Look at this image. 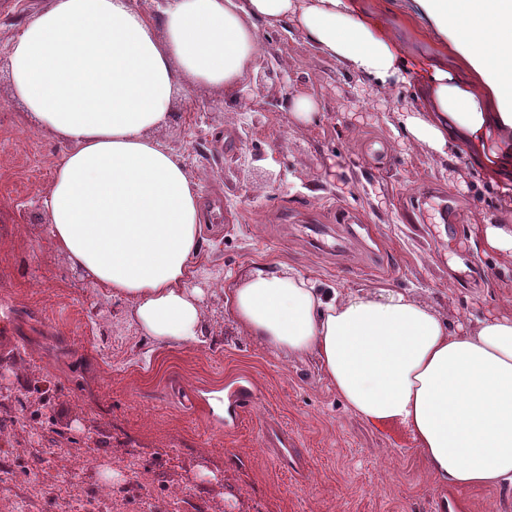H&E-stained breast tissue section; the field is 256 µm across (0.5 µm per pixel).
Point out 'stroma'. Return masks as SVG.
<instances>
[{"label": "stroma", "mask_w": 512, "mask_h": 512, "mask_svg": "<svg viewBox=\"0 0 512 512\" xmlns=\"http://www.w3.org/2000/svg\"><path fill=\"white\" fill-rule=\"evenodd\" d=\"M47 0H0V417L18 465L0 479V512H75L88 492L113 512L182 490L185 512H512V487L437 485L399 429L351 413L311 360L266 351L238 327L226 291L253 264L285 263L324 287H390L434 306L450 325L512 316V254L480 244L485 224H512V188L477 164L413 141L403 111L428 109L415 71L456 64L414 0H358L384 15L406 81L353 73L290 22L258 25L250 99L182 83L156 139L180 155L207 202L192 285L206 291V344L159 347L131 305L72 270L49 243L42 201L65 145L25 122L7 70L12 40ZM317 114L296 126L292 100ZM432 190L460 223L417 224L405 204ZM251 385L238 422L214 419L207 392ZM279 428L297 451L284 468L268 445ZM68 449L66 467L49 457ZM135 458L128 469L127 458ZM112 470L113 480L103 471Z\"/></svg>", "instance_id": "35a3bbf8"}]
</instances>
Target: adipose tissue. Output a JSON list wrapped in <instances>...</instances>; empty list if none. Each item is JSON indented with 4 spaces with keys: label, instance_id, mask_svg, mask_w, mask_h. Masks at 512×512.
<instances>
[{
    "label": "adipose tissue",
    "instance_id": "obj_1",
    "mask_svg": "<svg viewBox=\"0 0 512 512\" xmlns=\"http://www.w3.org/2000/svg\"><path fill=\"white\" fill-rule=\"evenodd\" d=\"M460 62L428 65L430 116L402 115L438 154L486 150L512 179V0H415ZM354 0H49L7 56L27 121L67 146L43 207L72 269L126 298L155 344L195 347L210 327L189 268L203 210L181 157L155 131L183 82L231 89L254 68V21L294 23L330 58L386 87L407 63L384 19ZM227 304L275 354L316 361L346 407L410 438L435 482L512 485V318L454 330L430 304L392 288L328 292L282 264H258Z\"/></svg>",
    "mask_w": 512,
    "mask_h": 512
}]
</instances>
